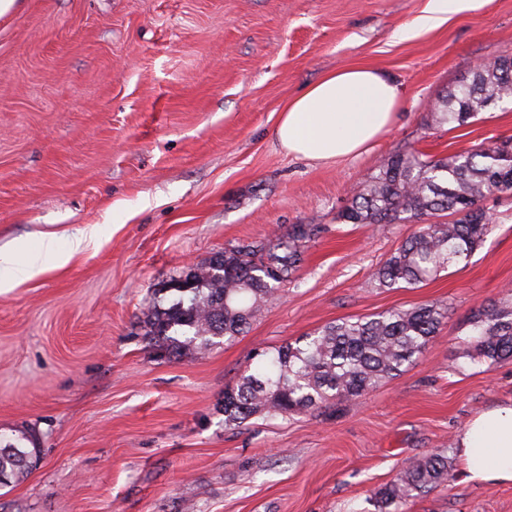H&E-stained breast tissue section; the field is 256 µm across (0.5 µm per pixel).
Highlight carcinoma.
Instances as JSON below:
<instances>
[{
	"mask_svg": "<svg viewBox=\"0 0 512 512\" xmlns=\"http://www.w3.org/2000/svg\"><path fill=\"white\" fill-rule=\"evenodd\" d=\"M509 99L512 64L481 65L449 92L437 119L461 126ZM502 194H512L511 138L444 157L412 150L384 160L339 219L345 224L417 225L374 274L382 288H413L451 265L468 262L492 230L493 218L481 201ZM318 233L313 224H292L287 236L274 242L228 245L152 295L145 336L172 356L234 343L259 308L298 278L305 243ZM445 315L434 303L392 308L338 320L294 343L256 351L235 385L224 391V426L238 427L259 413L286 419L336 399L365 395L421 354ZM469 344L490 365L511 361L512 307L475 312ZM39 454L36 434H0V474L8 477L0 488L26 475ZM453 480L448 457L433 453L378 488L374 505L377 512H401L407 500Z\"/></svg>",
	"mask_w": 512,
	"mask_h": 512,
	"instance_id": "cac0c4a2",
	"label": "carcinoma"
}]
</instances>
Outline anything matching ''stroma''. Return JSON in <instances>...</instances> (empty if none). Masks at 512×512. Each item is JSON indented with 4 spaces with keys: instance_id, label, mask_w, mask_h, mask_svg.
<instances>
[{
    "instance_id": "stroma-1",
    "label": "stroma",
    "mask_w": 512,
    "mask_h": 512,
    "mask_svg": "<svg viewBox=\"0 0 512 512\" xmlns=\"http://www.w3.org/2000/svg\"><path fill=\"white\" fill-rule=\"evenodd\" d=\"M429 0H15L0 16V250H68L0 291V433L39 461L0 512H375L371 495L440 452L455 479L406 512H512V485L465 481L455 440L512 399V361L466 342L475 309L512 305V195L468 264L418 288L374 272L410 224L338 218L385 159L512 138V105L438 124L474 67L512 58V0H470L401 37ZM400 87L392 127L322 163L274 139L280 110L328 72ZM321 231L300 277L230 345L158 356L140 327L155 289L224 247ZM52 234V243L43 234ZM434 303L448 317L395 378L359 399L228 428L219 406L255 349L326 324Z\"/></svg>"
}]
</instances>
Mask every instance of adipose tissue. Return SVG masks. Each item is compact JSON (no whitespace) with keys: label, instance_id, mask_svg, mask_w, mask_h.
Returning <instances> with one entry per match:
<instances>
[{"label":"adipose tissue","instance_id":"obj_1","mask_svg":"<svg viewBox=\"0 0 512 512\" xmlns=\"http://www.w3.org/2000/svg\"><path fill=\"white\" fill-rule=\"evenodd\" d=\"M398 86L380 71L351 66L330 72L283 108L274 137L286 153L318 162L360 153L388 129ZM467 481L512 485V401L473 417L457 438Z\"/></svg>","mask_w":512,"mask_h":512}]
</instances>
